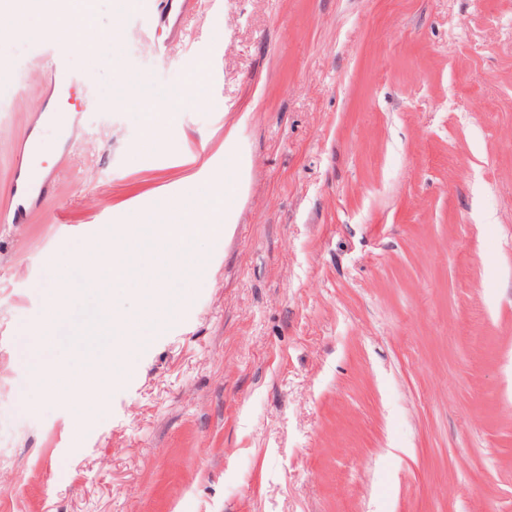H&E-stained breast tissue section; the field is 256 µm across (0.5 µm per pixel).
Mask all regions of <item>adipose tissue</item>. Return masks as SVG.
Returning <instances> with one entry per match:
<instances>
[{
  "mask_svg": "<svg viewBox=\"0 0 512 512\" xmlns=\"http://www.w3.org/2000/svg\"><path fill=\"white\" fill-rule=\"evenodd\" d=\"M90 10L87 0H35L31 12L41 23L44 33L60 30L75 52L90 56L99 43L87 22ZM126 93L129 105L139 110L143 118L139 146L143 149L152 147L175 125L176 110L167 99L153 94L142 76L134 75L128 79Z\"/></svg>",
  "mask_w": 512,
  "mask_h": 512,
  "instance_id": "1",
  "label": "adipose tissue"
}]
</instances>
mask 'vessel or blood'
I'll list each match as a JSON object with an SVG mask.
<instances>
[{"mask_svg": "<svg viewBox=\"0 0 512 512\" xmlns=\"http://www.w3.org/2000/svg\"><path fill=\"white\" fill-rule=\"evenodd\" d=\"M39 63L42 96L32 109L26 135L15 143L9 188L11 205L0 212L1 224L28 223L53 194L63 170V160L69 159L75 151L76 116L61 114L58 108L59 102L80 84L68 70L66 45L56 42L52 51L41 54ZM47 128L57 130L63 150L60 163L46 167L36 163L34 151L42 131Z\"/></svg>", "mask_w": 512, "mask_h": 512, "instance_id": "obj_1", "label": "vessel or blood"}]
</instances>
